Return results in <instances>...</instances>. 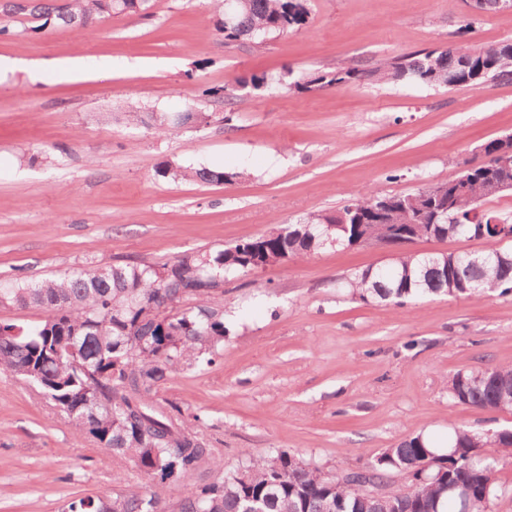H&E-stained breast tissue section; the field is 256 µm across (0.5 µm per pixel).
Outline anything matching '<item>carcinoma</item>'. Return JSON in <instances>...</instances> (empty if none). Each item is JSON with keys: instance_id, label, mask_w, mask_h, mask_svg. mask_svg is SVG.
<instances>
[{"instance_id": "cac0c4a2", "label": "carcinoma", "mask_w": 512, "mask_h": 512, "mask_svg": "<svg viewBox=\"0 0 512 512\" xmlns=\"http://www.w3.org/2000/svg\"><path fill=\"white\" fill-rule=\"evenodd\" d=\"M149 0H7L5 12L34 18L56 17L79 34L114 16H141ZM307 0H210L223 14L217 31L226 40L254 41L297 31L307 23ZM413 78L437 87L478 86L512 81V41L482 47L457 45L401 56L371 69L341 68L309 75L300 90L334 88L355 80L396 82ZM133 121L164 134L171 126L206 123L210 116L181 112H131ZM499 140L484 144L488 160L471 169L468 194L448 191L438 198L427 185L399 195L356 192L334 212L311 213L268 234L253 236L216 251L182 255L170 262L148 264L126 260L106 268L83 266L59 276L30 282H0V307H38L46 317L24 327L0 321V371L35 384L39 395L80 433L134 464L145 485L106 500L82 497L67 512H164L157 488H181L204 468L216 472L210 483L187 489L181 512H244L252 500L264 512H456L448 488L463 485L472 493L473 512H494L503 490L497 477V453L512 447V430L475 433L456 429L448 453L424 468L435 455L424 435L413 434L386 448L367 465L372 481L383 486L399 473L409 491L401 497L366 496L351 473L326 474L318 466L284 451L248 458L238 470L224 472L214 449L200 436L181 408L159 398L170 372L178 367L209 365L224 343V282L251 272L246 255L256 245L264 253L288 250L292 258L311 256L336 245L354 246L374 233L375 210L394 211L392 245L407 236L444 240H480L477 252L448 257L402 251L390 267L355 273L345 287L363 298L401 303L423 295L480 300L489 292H512V239L504 241L491 221L511 224L493 212L477 217L472 210L489 200L485 183L493 172ZM159 175L204 184H225L241 173L207 167L162 165ZM458 404L492 412L512 411V368L458 372L448 384Z\"/></svg>"}]
</instances>
